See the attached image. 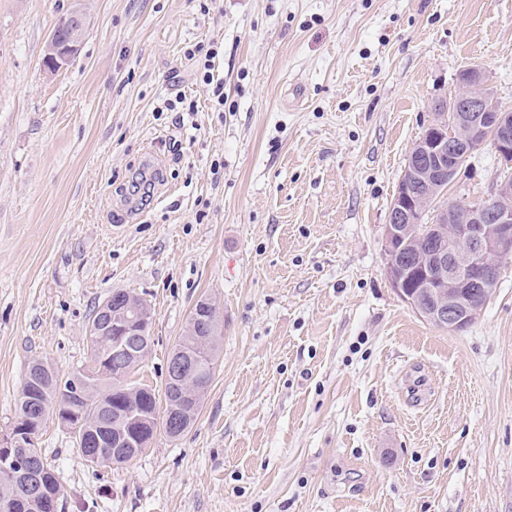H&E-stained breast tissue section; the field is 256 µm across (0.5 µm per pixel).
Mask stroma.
<instances>
[{
	"instance_id": "stroma-1",
	"label": "stroma",
	"mask_w": 512,
	"mask_h": 512,
	"mask_svg": "<svg viewBox=\"0 0 512 512\" xmlns=\"http://www.w3.org/2000/svg\"><path fill=\"white\" fill-rule=\"evenodd\" d=\"M212 41L220 112L186 56ZM472 66L512 107V0H0V434L30 359L88 366L112 291L152 309L156 390L197 301L224 320L179 439L99 467L46 424L58 512H512V260L461 334L385 275L409 153ZM497 167L475 151L449 196ZM69 14L70 12H67L59 16L54 27L56 30L51 32L45 45V54L48 58H53V69L56 70L63 68L76 55L84 31V14L79 11L72 13L70 22ZM68 27V34L61 36L60 33H66Z\"/></svg>"
}]
</instances>
